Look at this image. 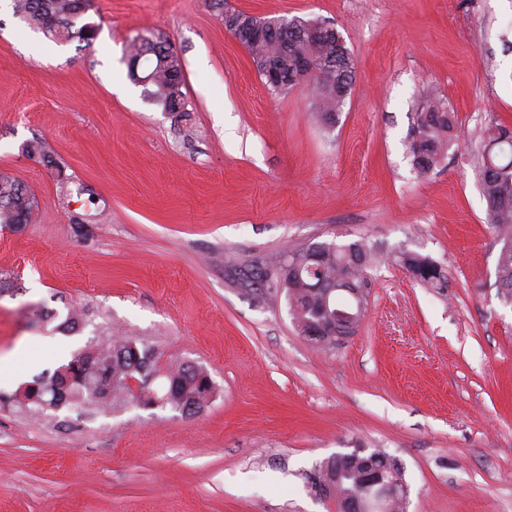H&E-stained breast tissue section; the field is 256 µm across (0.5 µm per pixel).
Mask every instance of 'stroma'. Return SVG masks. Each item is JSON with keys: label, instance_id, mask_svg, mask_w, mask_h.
<instances>
[{"label": "stroma", "instance_id": "stroma-1", "mask_svg": "<svg viewBox=\"0 0 512 512\" xmlns=\"http://www.w3.org/2000/svg\"><path fill=\"white\" fill-rule=\"evenodd\" d=\"M225 9L334 25L355 61L335 126L305 87L264 85ZM85 19L92 45L62 43L0 0V174L38 200L0 224V357L19 370L0 390L132 336L217 395L194 415L0 404V512H337L308 477L357 448L400 461L404 512H512V305L478 182L483 129L512 125V0H89ZM144 30L180 56L185 112L128 78ZM425 89L457 124L421 174L406 140ZM360 238L379 256L367 313L317 345L262 275ZM399 254V262L414 279L438 291L448 290V276L439 264L416 253L400 252Z\"/></svg>", "mask_w": 512, "mask_h": 512}]
</instances>
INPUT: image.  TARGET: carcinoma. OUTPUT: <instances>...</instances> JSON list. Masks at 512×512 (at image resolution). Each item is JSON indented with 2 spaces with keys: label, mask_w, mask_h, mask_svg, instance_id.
I'll return each mask as SVG.
<instances>
[{
  "label": "carcinoma",
  "mask_w": 512,
  "mask_h": 512,
  "mask_svg": "<svg viewBox=\"0 0 512 512\" xmlns=\"http://www.w3.org/2000/svg\"><path fill=\"white\" fill-rule=\"evenodd\" d=\"M80 0H15V12L29 27L60 42L78 41L90 45L97 29L91 22L81 21L85 11ZM288 38L281 30H268L265 37L245 46L252 64L262 78L268 72L282 77L279 84H269L277 92H284L300 85L310 86L319 107L322 120L332 126L351 94L355 64L349 50L339 49L337 38L330 40L312 36L315 19L287 20ZM309 57L314 71L305 77H295V62L299 56ZM127 60H140L152 69L150 94L165 109L176 111L185 108L181 87L184 72L181 58L171 42L153 31L132 39L126 49ZM456 114L447 99L438 94L423 96L421 110L410 129L407 149L412 164L426 174L440 164L452 142ZM479 171L482 195L487 204V223L500 243L496 264L497 295L512 305V128L498 122L490 123L484 130L481 143ZM36 200L20 181L6 175L0 176V224H25L31 218ZM399 262L413 278L429 288L445 291L449 288L448 276L443 268L431 259L412 252H402ZM373 263L372 249L364 240L335 244L319 249V243L288 250L279 261L277 275L271 287L285 293L293 322L304 329L306 322L319 326L327 322L325 297L318 284L325 286L358 288L362 300L348 299V308L358 311V303L368 305L371 280L368 269ZM80 364V379L66 388L56 386L55 375H48L33 382L39 410L60 408L65 405H108L127 400L126 380L148 377L157 372L154 349L131 337L115 339L92 350L73 354L65 364L69 368ZM166 387L145 395L142 407L157 404L169 406L182 413H198L210 391L209 374L201 367L181 364L165 373ZM390 458L375 450L366 453L356 448L347 457L353 459L337 479L332 478V462H327L313 477L312 484L319 488L330 484L336 494L338 510L342 502L367 495L360 480V470L355 462L371 457Z\"/></svg>",
  "instance_id": "carcinoma-1"
}]
</instances>
